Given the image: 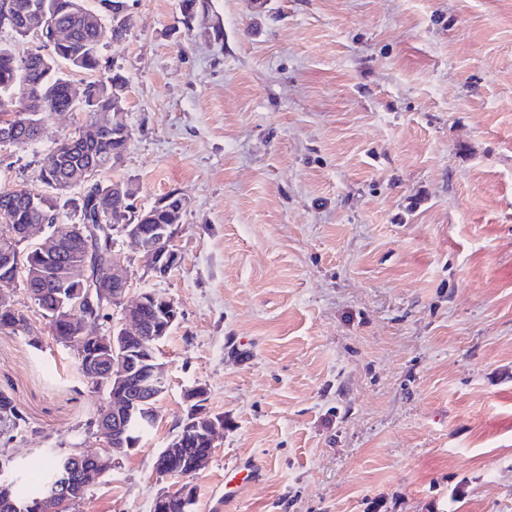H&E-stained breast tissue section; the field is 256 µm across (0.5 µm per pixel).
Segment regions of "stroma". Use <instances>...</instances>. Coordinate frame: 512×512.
Segmentation results:
<instances>
[{
	"mask_svg": "<svg viewBox=\"0 0 512 512\" xmlns=\"http://www.w3.org/2000/svg\"><path fill=\"white\" fill-rule=\"evenodd\" d=\"M127 0L101 50L127 81L137 209L186 201L180 265L131 294L174 299L168 390L139 448L77 512H150L154 459L207 391L224 433L194 481L264 476L226 512H512V0ZM81 112L0 148V192L38 174ZM40 348L0 329V387L39 449L92 453L103 406L24 291ZM261 479V467L254 461L241 462L233 472L224 475V503L233 500L247 483H256Z\"/></svg>",
	"mask_w": 512,
	"mask_h": 512,
	"instance_id": "obj_1",
	"label": "stroma"
}]
</instances>
